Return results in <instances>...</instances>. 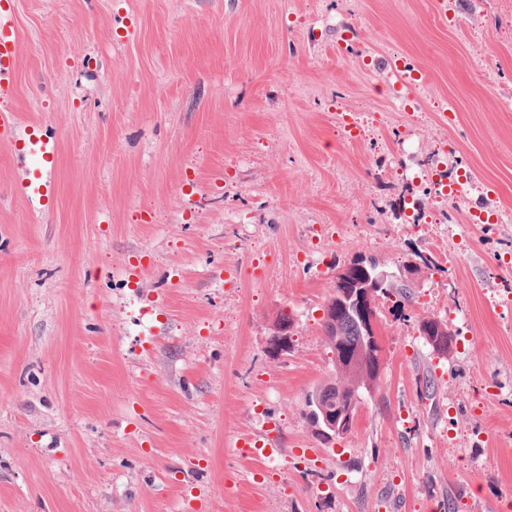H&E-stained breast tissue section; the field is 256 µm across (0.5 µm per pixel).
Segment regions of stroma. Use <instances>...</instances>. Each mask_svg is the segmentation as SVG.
<instances>
[{"label":"stroma","instance_id":"stroma-1","mask_svg":"<svg viewBox=\"0 0 512 512\" xmlns=\"http://www.w3.org/2000/svg\"><path fill=\"white\" fill-rule=\"evenodd\" d=\"M452 7L454 26L433 0H12L0 512L512 499V0ZM37 138L57 147L41 199L20 192ZM440 169L466 175L459 200L433 203ZM360 256L410 299L380 297L377 386L329 441L306 401Z\"/></svg>","mask_w":512,"mask_h":512}]
</instances>
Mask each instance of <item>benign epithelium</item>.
Listing matches in <instances>:
<instances>
[{
    "mask_svg": "<svg viewBox=\"0 0 512 512\" xmlns=\"http://www.w3.org/2000/svg\"><path fill=\"white\" fill-rule=\"evenodd\" d=\"M397 280L394 276L382 271L372 259L359 256L345 265L336 275V287L340 288L337 300H330L323 310V323L330 327L336 326V303L340 302L350 308L358 320L364 342L373 348L376 356H381V345L377 336L375 302L378 294L393 288ZM292 321L282 318L276 326L274 348L283 351L287 348ZM433 349H448L447 324L437 320L431 325L421 327ZM342 371L353 376V383L346 382L344 377L331 380L316 388L309 394L308 407L319 433L333 439L349 434L355 427L359 405L363 393L372 392L378 378L365 376L356 378L355 362L342 367Z\"/></svg>",
    "mask_w": 512,
    "mask_h": 512,
    "instance_id": "benign-epithelium-1",
    "label": "benign epithelium"
}]
</instances>
